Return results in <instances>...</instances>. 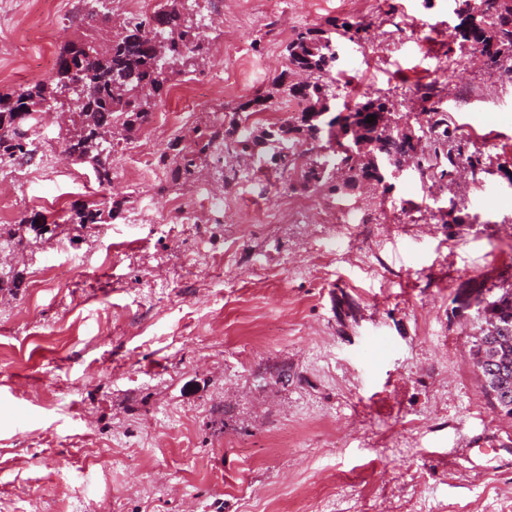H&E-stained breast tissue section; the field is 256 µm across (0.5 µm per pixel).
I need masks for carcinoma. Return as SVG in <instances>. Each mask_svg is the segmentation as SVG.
Returning a JSON list of instances; mask_svg holds the SVG:
<instances>
[{
    "mask_svg": "<svg viewBox=\"0 0 512 512\" xmlns=\"http://www.w3.org/2000/svg\"><path fill=\"white\" fill-rule=\"evenodd\" d=\"M85 14L86 33L58 54L53 76L0 93V128L21 130L8 139L0 138V162L30 163L35 159L32 138L22 136L28 130L30 114L39 111L47 86H66L81 81L90 91L85 102L68 109L66 132L61 145L80 163L89 164L101 184L112 183V142L107 135L114 128L126 132V138L151 121L154 99L177 66L209 52L191 20L183 17V0H165L162 7L144 21L128 19L123 32L105 46L93 49V55L77 60L79 47L97 43L99 24L109 20L103 0H89ZM457 35L462 43L485 57L489 69L505 68L512 79V0H457ZM360 25L337 21L330 29L298 30L285 46L288 71L308 75L304 82H292L281 76L271 88L234 109L227 122L214 118L202 129H193L191 144L170 155L159 157L164 166L188 181L200 165L215 157L226 144L243 151H259L272 166L291 171L299 157L306 158L300 172V184L314 190L340 195L363 185H380L382 178L371 160V153H384L389 159L416 155L421 176H451L462 158L471 169L472 180L482 182L492 166L490 154L477 148L458 127L448 122V113L436 108L425 117H411L394 111L385 96H369L348 111L333 110L336 91L324 80L336 62L334 42ZM166 41L163 55L155 48L157 38ZM284 99L294 105L288 117L267 127L246 124L249 114L262 112L273 101ZM375 121L367 122V117ZM120 206L110 198L94 202L71 203L69 220L73 224H107ZM18 230L0 242L11 248L35 243L46 234L47 218L37 211L17 222ZM498 320L503 326V342L495 348L496 366L509 375L508 398L485 393L492 407L512 408V287L502 288Z\"/></svg>",
    "mask_w": 512,
    "mask_h": 512,
    "instance_id": "1",
    "label": "carcinoma"
}]
</instances>
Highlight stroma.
<instances>
[{
  "instance_id": "stroma-1",
  "label": "stroma",
  "mask_w": 512,
  "mask_h": 512,
  "mask_svg": "<svg viewBox=\"0 0 512 512\" xmlns=\"http://www.w3.org/2000/svg\"><path fill=\"white\" fill-rule=\"evenodd\" d=\"M210 51L174 75L154 114L165 140L264 92L302 27L337 42V109L377 92L418 113L425 86L453 125L512 170V83L455 38V0H190ZM82 0H0V92L50 77L85 30ZM242 53L220 55L228 28ZM112 182L54 154L6 192L0 229L45 211L52 234L14 248L0 290V512H512V418L472 359L482 322L455 298L512 286V181L422 180L339 196L264 176L229 150L195 180L134 169ZM223 200V223L158 224L171 201ZM462 199L449 237L441 212ZM112 198L75 230L71 202ZM297 201L310 208L291 224ZM343 208L346 224L319 212ZM54 276L34 281L45 267Z\"/></svg>"
}]
</instances>
